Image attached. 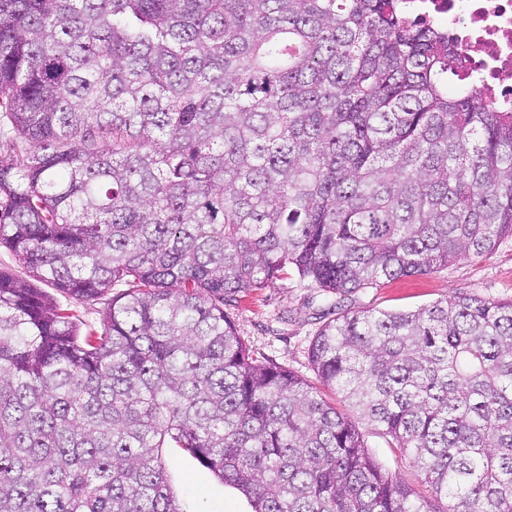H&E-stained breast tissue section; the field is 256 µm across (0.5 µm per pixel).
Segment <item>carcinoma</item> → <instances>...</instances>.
I'll return each mask as SVG.
<instances>
[{"label":"carcinoma","instance_id":"cac0c4a2","mask_svg":"<svg viewBox=\"0 0 512 512\" xmlns=\"http://www.w3.org/2000/svg\"><path fill=\"white\" fill-rule=\"evenodd\" d=\"M398 0H0V512H186L183 448L253 512H423L356 423L254 358L224 306L326 294L512 238V110ZM80 302L115 285L98 328ZM322 384L448 512H512V299L361 310ZM40 288L51 296V298L64 308H69L77 316L81 323V329L85 330L86 326L99 327L102 319V311L112 301V296L122 293L120 286L112 288L107 294L93 302H79L71 298L66 293L57 290L50 284H38ZM85 325V326H84Z\"/></svg>","mask_w":512,"mask_h":512}]
</instances>
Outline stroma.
Masks as SVG:
<instances>
[{"label": "stroma", "instance_id": "35a3bbf8", "mask_svg": "<svg viewBox=\"0 0 512 512\" xmlns=\"http://www.w3.org/2000/svg\"><path fill=\"white\" fill-rule=\"evenodd\" d=\"M461 292L488 299L512 298V238L490 254L468 258L426 275L402 277L356 292L332 303L319 290L288 279L275 287L247 291L226 312L243 343L257 359H266L309 384L320 386L324 399L348 417L355 410L334 389L321 386L310 358V345L321 327L347 311L365 309L410 311ZM361 439L383 472L408 486L425 512H446L449 502L432 493L411 456L393 438L367 421H360ZM169 483L190 512H252L248 499L199 463L186 451H164Z\"/></svg>", "mask_w": 512, "mask_h": 512}]
</instances>
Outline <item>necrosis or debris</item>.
Masks as SVG:
<instances>
[{
    "mask_svg": "<svg viewBox=\"0 0 512 512\" xmlns=\"http://www.w3.org/2000/svg\"><path fill=\"white\" fill-rule=\"evenodd\" d=\"M406 14L448 29L458 80L512 105V0H402Z\"/></svg>",
    "mask_w": 512,
    "mask_h": 512,
    "instance_id": "necrosis-or-debris-1",
    "label": "necrosis or debris"
}]
</instances>
